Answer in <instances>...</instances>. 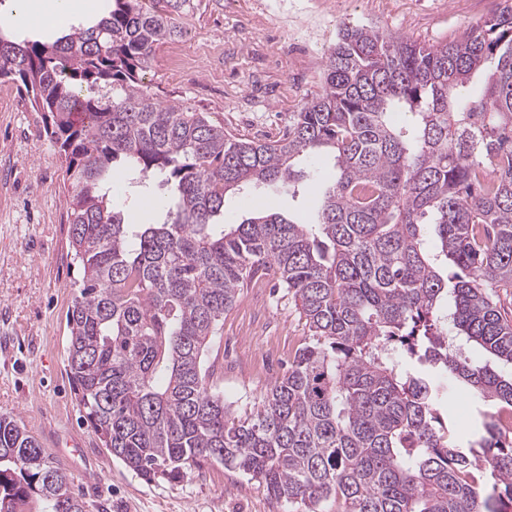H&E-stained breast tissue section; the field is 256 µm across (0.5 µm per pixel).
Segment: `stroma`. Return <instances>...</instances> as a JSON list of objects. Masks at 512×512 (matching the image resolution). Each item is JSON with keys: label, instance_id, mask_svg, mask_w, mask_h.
<instances>
[{"label": "stroma", "instance_id": "stroma-1", "mask_svg": "<svg viewBox=\"0 0 512 512\" xmlns=\"http://www.w3.org/2000/svg\"><path fill=\"white\" fill-rule=\"evenodd\" d=\"M499 0H193L183 34L144 74L163 102L181 101L233 136L275 140L320 93L343 26L369 25L422 44L446 42ZM77 17L25 19L18 39L59 36ZM0 101V415L15 417L84 493L87 512H289L266 488L214 463L176 483L146 482L101 447L67 374L66 314L83 271L73 258L57 149L15 84ZM321 195L259 185L227 194L224 221L267 206L313 221ZM305 321L275 278L251 282L224 314L206 354L234 416L249 415L308 340Z\"/></svg>", "mask_w": 512, "mask_h": 512}]
</instances>
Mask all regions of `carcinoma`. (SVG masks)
<instances>
[{"mask_svg": "<svg viewBox=\"0 0 512 512\" xmlns=\"http://www.w3.org/2000/svg\"><path fill=\"white\" fill-rule=\"evenodd\" d=\"M190 0H112L49 41L0 32V81L43 113L70 184L82 285L68 309V366L101 446L148 482L212 463L295 512H512V4L455 40L422 45L346 26L322 92L273 141L236 138L158 100L143 73L177 38ZM485 85L472 93L475 74ZM333 156L316 222L271 209L224 224V198L294 187L300 157ZM162 191L138 224L109 197L114 172ZM273 271L310 332L247 418L212 388L205 353L240 288ZM474 343L493 362L448 352ZM466 384L469 445L442 413ZM86 512L73 479L0 415V512Z\"/></svg>", "mask_w": 512, "mask_h": 512, "instance_id": "obj_1", "label": "carcinoma"}]
</instances>
